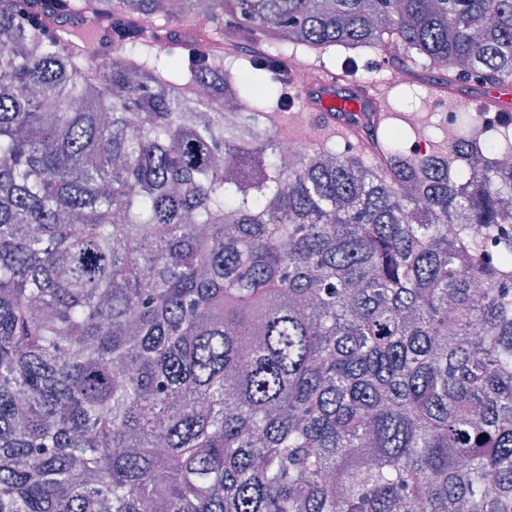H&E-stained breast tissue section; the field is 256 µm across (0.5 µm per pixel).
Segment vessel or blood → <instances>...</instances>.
I'll return each mask as SVG.
<instances>
[{
  "mask_svg": "<svg viewBox=\"0 0 512 512\" xmlns=\"http://www.w3.org/2000/svg\"><path fill=\"white\" fill-rule=\"evenodd\" d=\"M306 109L322 126L333 127L338 117L384 110L383 92L376 86L341 75H318L302 90ZM482 112L505 116L512 113V85L490 88L480 101Z\"/></svg>",
  "mask_w": 512,
  "mask_h": 512,
  "instance_id": "1",
  "label": "vessel or blood"
}]
</instances>
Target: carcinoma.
<instances>
[{"label":"carcinoma","instance_id":"1","mask_svg":"<svg viewBox=\"0 0 512 512\" xmlns=\"http://www.w3.org/2000/svg\"><path fill=\"white\" fill-rule=\"evenodd\" d=\"M0 0V512H512V125L285 161L299 49L512 80V0ZM119 29L97 58L54 17ZM155 31L161 35H169L171 33L176 38L181 39L183 42H196V41H207L210 44H223L224 42L238 41L244 47L255 42L263 45L264 49L267 50L268 44L273 41L271 35L267 32H258L253 37L246 36L238 33L235 29L229 27L224 23V38L219 35L218 31L214 28H209L203 33H197L188 21L177 22H165L164 20H156V24L152 27Z\"/></svg>","mask_w":512,"mask_h":512}]
</instances>
